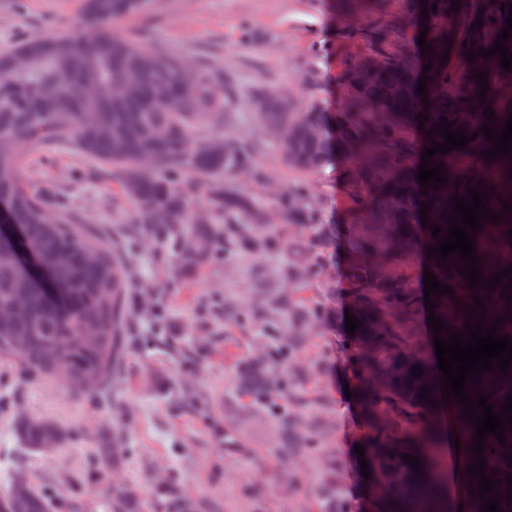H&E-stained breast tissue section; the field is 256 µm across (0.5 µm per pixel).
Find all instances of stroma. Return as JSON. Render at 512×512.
<instances>
[{
	"instance_id": "35a3bbf8",
	"label": "stroma",
	"mask_w": 512,
	"mask_h": 512,
	"mask_svg": "<svg viewBox=\"0 0 512 512\" xmlns=\"http://www.w3.org/2000/svg\"><path fill=\"white\" fill-rule=\"evenodd\" d=\"M81 0H0V51L22 40L75 25ZM399 0H156L151 15L122 20L118 29L142 34V46L206 62L234 78L231 112L201 129L257 142L256 164L268 180L240 179L239 188L278 223L277 193L305 185L333 225V285H310V304L336 312L337 330L296 348L275 335L266 301L253 287L257 270H279L288 243L277 251L233 253L191 272L180 271L176 252L143 246L134 208L119 177L103 178L98 164L69 146L30 149L24 171L32 190L51 206L74 210L81 223L108 232L128 263L131 288L122 357L111 389L79 394L52 381L0 364V495L19 472L49 502V512H117L115 485L133 493L132 512H172L181 497L218 502L221 512H365L366 496L356 453L358 406L344 393L352 372L340 331L350 296L346 288V228L352 190L344 159L313 175L296 173L282 145L265 137L251 97L260 88H285L297 108L320 103L343 107L347 65L374 46L345 37L352 25L386 26ZM291 350L303 378L292 389L301 423H319V446L281 457L274 405L243 392V364L265 350ZM28 417L56 421L64 431L57 450L26 448L16 423ZM120 443L109 457L98 453L102 430Z\"/></svg>"
}]
</instances>
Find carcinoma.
Segmentation results:
<instances>
[{"mask_svg": "<svg viewBox=\"0 0 512 512\" xmlns=\"http://www.w3.org/2000/svg\"><path fill=\"white\" fill-rule=\"evenodd\" d=\"M460 2L459 10L452 4ZM512 0H400L384 30L353 27L351 38L378 45V53L350 65L344 75V110L330 118L319 104L295 111L288 95L264 89L253 95L260 126L280 136L287 165L303 173L318 172L336 159V152L352 161L351 212L347 288L350 315L360 322L346 334L343 349L353 365L352 384L362 427L361 445L371 477L369 500L373 512H448L445 458L448 438L441 430L447 404L443 401L434 342L415 333L420 310L423 274L452 287V293L430 295L434 315L447 331H464L469 313L472 323L512 314V302L501 297L508 280L487 291L469 286L460 274L465 261L457 254L447 260L420 256L437 246L449 228L445 216L453 212V196L469 197L468 190L494 189L486 198L490 211L512 205V155L486 161L493 143L480 133L487 123L485 109L495 111L490 129L500 130L512 116V69L505 70L499 56H481L468 62L465 50H487L506 28ZM152 0H84L79 27L74 31L47 32L29 37L12 50L0 53V204L10 207L14 223L23 227L20 246L0 247V360L15 362L30 376H44L62 384L98 394L112 383L120 361L123 323L128 315L129 269L112 241L79 223L71 209H49L42 194L23 180L25 156L38 145H72L100 162L103 171L121 176L125 195L134 204L138 236L154 246L172 245L183 271L207 263L219 247L224 252L260 251L274 247L288 235L293 259L282 271L290 288L304 289L311 282L330 287L322 274L329 266L330 225L305 204L306 193L287 188L278 197L283 224H271L258 202L241 194L234 176L267 181L256 166L254 142L221 139L199 142L195 132L206 120L224 115L232 105L233 78L195 64L188 81L187 63L179 55L147 50L134 36L114 29V23L147 16ZM429 20H424L422 8ZM482 27H476L477 20ZM412 23L428 28L425 42L432 53L421 54L395 35ZM448 60H442L445 51ZM24 55L27 65L15 66ZM433 68L423 72V65ZM487 74L485 100L474 72ZM427 76V103L418 94V80ZM428 119L419 128V115ZM445 117L452 130L478 134L465 149L437 153L432 162L444 164L447 183L438 190L424 189L417 180L421 155L444 135L426 131ZM208 178V208L204 215L193 208L197 179ZM482 185H477V182ZM431 203L429 227L422 226L420 208ZM444 232L432 236L430 226ZM512 212L502 221L482 219L474 236L477 268L482 280L512 266ZM31 250L51 276V285L37 283L23 265L20 251ZM485 307H475L473 296ZM288 306V339L300 345L306 337L329 326L323 305L308 306L278 294L270 300V314ZM423 375H414V368ZM380 376L386 385L372 386ZM297 374L289 373L285 359L267 354L246 364L239 382L259 399L277 392L290 394ZM430 389L436 404L419 397ZM490 396L494 412H501L512 395V370L484 372L477 393ZM293 409L281 416L282 448L296 452L309 445L319 426L303 430ZM18 434L27 447L42 451L58 446L62 428L53 420L26 418ZM419 460L413 468L405 455ZM485 475L500 479L496 487L503 512L504 483L512 474V429L505 444L485 437ZM7 512H48L42 492L23 480L10 486Z\"/></svg>", "mask_w": 512, "mask_h": 512, "instance_id": "carcinoma-1", "label": "carcinoma"}]
</instances>
